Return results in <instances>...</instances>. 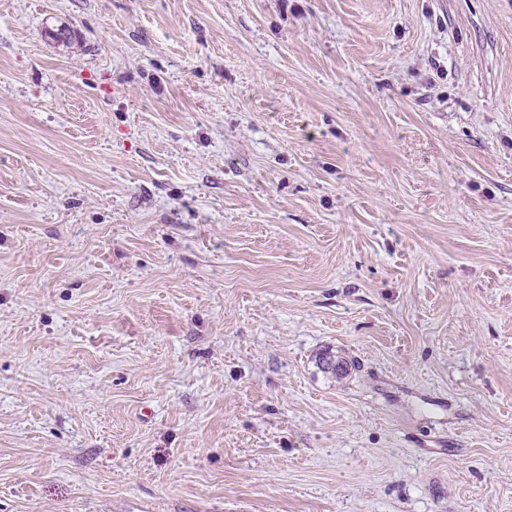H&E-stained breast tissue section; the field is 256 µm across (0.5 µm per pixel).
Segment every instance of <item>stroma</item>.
Listing matches in <instances>:
<instances>
[{
  "label": "stroma",
  "mask_w": 512,
  "mask_h": 512,
  "mask_svg": "<svg viewBox=\"0 0 512 512\" xmlns=\"http://www.w3.org/2000/svg\"><path fill=\"white\" fill-rule=\"evenodd\" d=\"M0 512H512V0H0Z\"/></svg>",
  "instance_id": "obj_1"
}]
</instances>
